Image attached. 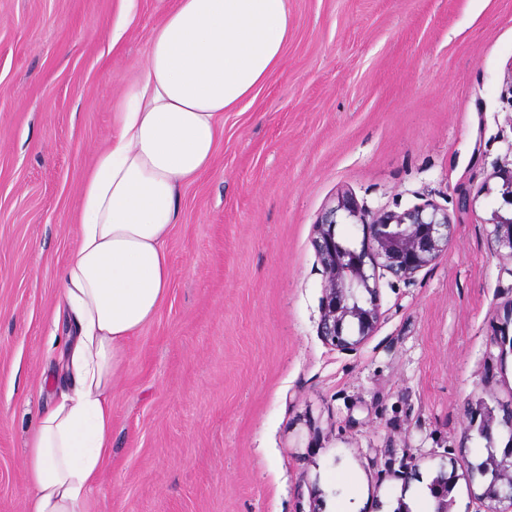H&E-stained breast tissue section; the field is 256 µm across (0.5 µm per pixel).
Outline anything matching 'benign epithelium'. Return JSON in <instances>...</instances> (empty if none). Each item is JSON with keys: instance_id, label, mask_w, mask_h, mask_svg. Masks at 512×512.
Here are the masks:
<instances>
[{"instance_id": "benign-epithelium-1", "label": "benign epithelium", "mask_w": 512, "mask_h": 512, "mask_svg": "<svg viewBox=\"0 0 512 512\" xmlns=\"http://www.w3.org/2000/svg\"><path fill=\"white\" fill-rule=\"evenodd\" d=\"M363 226L357 245L342 242L336 234L338 213ZM492 240L497 249L511 250L512 217L492 214ZM451 222L448 213L431 202L402 212L373 213L353 197L343 195L315 225L313 247L321 265L324 296L319 336L343 352H354L371 336L380 320V278L388 273L409 283L415 274L448 250ZM357 328V338H348L349 327ZM487 457L478 466L490 476L481 494L491 503H512V444L502 451L488 447ZM437 512H449L448 478L440 475L432 484Z\"/></svg>"}]
</instances>
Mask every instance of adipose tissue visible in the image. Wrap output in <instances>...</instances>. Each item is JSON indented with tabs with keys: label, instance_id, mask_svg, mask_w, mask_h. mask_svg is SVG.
<instances>
[{
	"label": "adipose tissue",
	"instance_id": "adipose-tissue-1",
	"mask_svg": "<svg viewBox=\"0 0 512 512\" xmlns=\"http://www.w3.org/2000/svg\"><path fill=\"white\" fill-rule=\"evenodd\" d=\"M289 31L288 0H177L151 30L142 75L83 183L77 244L60 271L69 384L29 436L26 512H84L111 448L122 345L170 286L180 191L212 167L225 113L264 86Z\"/></svg>",
	"mask_w": 512,
	"mask_h": 512
}]
</instances>
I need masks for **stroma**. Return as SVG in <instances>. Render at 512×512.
<instances>
[{"mask_svg":"<svg viewBox=\"0 0 512 512\" xmlns=\"http://www.w3.org/2000/svg\"><path fill=\"white\" fill-rule=\"evenodd\" d=\"M175 0H0V512L64 386L59 272L81 186ZM281 65L226 113L182 188L168 293L123 344L112 448L85 512H486L476 467L512 430V0H288ZM447 211V252L380 281L353 353L318 333L314 226L342 194ZM492 411V439L469 429ZM491 223L494 224L491 239L497 249L508 248L512 257V217H504L496 211L492 214Z\"/></svg>","mask_w":512,"mask_h":512,"instance_id":"35a3bbf8","label":"stroma"}]
</instances>
